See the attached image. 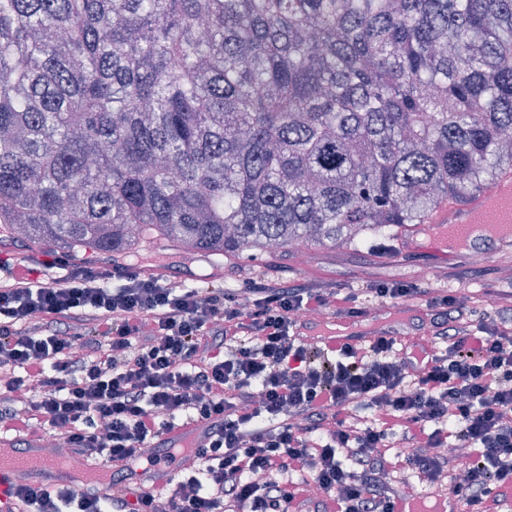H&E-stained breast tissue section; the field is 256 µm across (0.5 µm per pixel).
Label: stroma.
<instances>
[{"label": "stroma", "mask_w": 512, "mask_h": 512, "mask_svg": "<svg viewBox=\"0 0 512 512\" xmlns=\"http://www.w3.org/2000/svg\"><path fill=\"white\" fill-rule=\"evenodd\" d=\"M127 260L183 274L184 284L190 287L213 285L229 292L262 277L282 282L327 281L359 288L366 284L413 282L424 272L429 273L432 285L459 290L466 295L469 306L479 310L491 308L500 294L512 292V279L503 276L505 268H512V252H489L479 260L460 253L443 262L426 250L399 252L396 239L391 237L336 249L311 245L299 254L285 249L253 261L215 257L204 262L175 249H144L128 254Z\"/></svg>", "instance_id": "stroma-1"}]
</instances>
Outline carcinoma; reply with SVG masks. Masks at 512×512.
<instances>
[{
  "mask_svg": "<svg viewBox=\"0 0 512 512\" xmlns=\"http://www.w3.org/2000/svg\"><path fill=\"white\" fill-rule=\"evenodd\" d=\"M512 0H0V232L252 259L512 168Z\"/></svg>",
  "mask_w": 512,
  "mask_h": 512,
  "instance_id": "1",
  "label": "carcinoma"
}]
</instances>
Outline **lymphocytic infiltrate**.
Masks as SVG:
<instances>
[{
  "instance_id": "lymphocytic-infiltrate-1",
  "label": "lymphocytic infiltrate",
  "mask_w": 512,
  "mask_h": 512,
  "mask_svg": "<svg viewBox=\"0 0 512 512\" xmlns=\"http://www.w3.org/2000/svg\"><path fill=\"white\" fill-rule=\"evenodd\" d=\"M370 299L419 308L427 349L309 336L317 318L366 316ZM195 421L210 433L167 512H399L413 476L485 512L512 490V306L478 318L465 296L415 282L360 293L257 278L202 294L52 252L0 275V430L42 426L73 456L133 466ZM448 445L464 457L440 456ZM16 496L15 512L157 509L144 493L30 482Z\"/></svg>"
}]
</instances>
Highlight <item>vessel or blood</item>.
<instances>
[{
    "mask_svg": "<svg viewBox=\"0 0 512 512\" xmlns=\"http://www.w3.org/2000/svg\"><path fill=\"white\" fill-rule=\"evenodd\" d=\"M400 242L444 258L458 248L473 254L486 252L492 244L501 251L511 250L512 172L500 176L492 191L478 192L440 206L425 223L413 226ZM413 318L410 312L397 316L380 308L373 311L371 324L358 332L368 340L385 337L406 341L410 334L404 326ZM203 433L199 424L191 423L170 431L167 439L171 445L184 447L199 441ZM21 468L28 471L32 481L66 485L76 490L91 482L111 486L115 471L114 465L107 461L87 464L79 470L57 466L51 454L39 449L36 441L27 440L10 453L0 455V512H13L15 472ZM174 476V471L164 466L151 470L136 468L127 477L126 484L143 490H158L170 486Z\"/></svg>",
    "mask_w": 512,
    "mask_h": 512,
    "instance_id": "1",
    "label": "vessel or blood"
}]
</instances>
